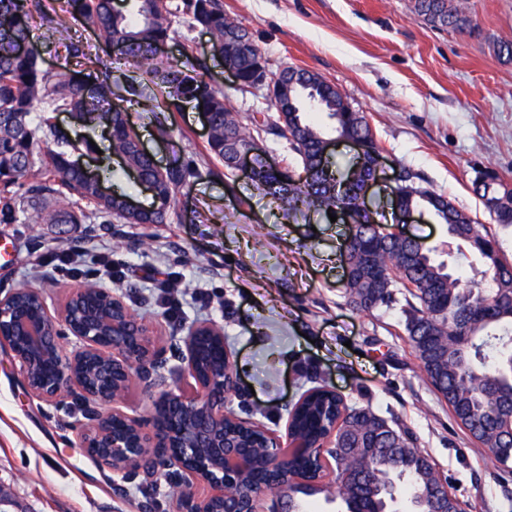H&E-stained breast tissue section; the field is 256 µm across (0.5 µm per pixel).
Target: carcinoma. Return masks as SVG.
Returning a JSON list of instances; mask_svg holds the SVG:
<instances>
[{"mask_svg":"<svg viewBox=\"0 0 512 512\" xmlns=\"http://www.w3.org/2000/svg\"><path fill=\"white\" fill-rule=\"evenodd\" d=\"M60 12L41 8V0H0V222L11 223L17 212L28 213L43 224L108 223L117 216L129 224H161L181 187L200 176L191 163H175L158 170L137 147V134L122 102L141 103L156 123L158 132L169 134L168 113L181 102L209 113L211 135L207 152L224 169H232V150L244 148L257 136L274 135L288 140L303 168L314 171L312 182L300 184L294 171L288 179L268 171L260 157L257 190L271 199L288 200V217L297 220L311 213L337 217L358 207L373 173L378 154L373 131L361 112L344 111V101L332 84L318 74L287 67L279 76L296 78L292 85L294 111L286 120L268 113L253 117L256 135L243 133L236 116L224 105V96L201 76L205 63L194 46L183 45L182 60L153 64L144 70L146 81L131 80L126 96L115 93L105 72L82 78L61 74L51 81L41 68L39 48L30 42L28 18L40 10L48 29L60 32L81 18L92 24L109 46H119L133 65L154 59L158 45L170 37L171 16L179 14L191 28L201 27L211 36L213 55L224 57V36L235 34L229 61L247 86L255 57L260 54L248 30L224 15L220 0H129L128 12L117 11L113 0H61ZM413 12L433 27L469 34L475 24L459 0H412ZM27 45L21 56L17 50ZM309 99L334 121L337 135L366 141L367 151L354 163L334 161L323 154L327 133L302 111ZM51 101L54 112H67L73 123L94 128L108 115L105 128L112 152L125 166L156 188L153 204L127 214L129 197L98 192V179L88 178L79 147L92 152L91 136L81 145L44 117L32 126L35 106ZM45 127L40 165H35L38 128ZM28 180L25 195L11 191L21 178ZM415 174L401 170L397 185L401 203L430 213L445 224L457 257L480 263L476 273L488 280L474 288L445 262L434 257L436 248L417 237L397 233L394 224L378 219L379 212L360 215V227L352 242L344 243V294L355 309L371 313L405 301V333L426 379L467 439L489 451L498 470L512 469V263L502 259L494 236L482 234L477 222L447 197L413 185ZM494 221L512 227V185L494 172L483 171L474 181ZM63 195L71 200L66 209H52L46 199ZM81 201L94 204L87 213L75 208ZM293 434L309 441L330 437L326 450L332 464L321 472L293 480L288 497L297 494L314 502L319 493H334L347 512H466L465 504L444 483L434 463L421 452L413 434L369 408L347 404L343 396L325 386L313 388L292 414ZM334 480H328L329 475Z\"/></svg>","mask_w":512,"mask_h":512,"instance_id":"carcinoma-1","label":"carcinoma"}]
</instances>
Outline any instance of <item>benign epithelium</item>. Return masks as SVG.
Here are the masks:
<instances>
[{
  "mask_svg": "<svg viewBox=\"0 0 512 512\" xmlns=\"http://www.w3.org/2000/svg\"><path fill=\"white\" fill-rule=\"evenodd\" d=\"M260 85L267 86L272 99L284 92L280 80L268 76L262 64L249 87ZM259 151L258 144L238 151L234 167H248L250 178L256 179L252 158ZM414 219L416 212L393 206V223L399 233L406 234L405 224ZM28 292L41 305L39 313L30 318L16 313L14 293L0 297V345L13 353L28 388L41 400L57 405L71 398L84 404L82 447L108 449L104 462L124 466L131 476L148 477L157 465L175 470L181 474L178 498L194 504V512H209L214 502L223 505V512H248L255 490L267 495L287 489L288 469L296 458L324 457V447L288 433L265 431L267 442L261 450L226 438L225 423L235 415L224 411V400L237 389L229 353L206 377L198 368L200 339L224 346V331L212 322L192 325L185 337L184 371L194 380L191 393L161 391L152 400L146 419L115 407L104 408L120 400L135 379L150 386L161 380L154 375L158 350L151 340L150 323L131 316L124 302L112 295V309L121 310L122 317L106 314L76 325L85 285L72 291L61 318L55 321L41 292L36 288ZM90 355L103 359L93 382L79 371ZM196 482L209 486L207 497L195 496L192 487Z\"/></svg>",
  "mask_w": 512,
  "mask_h": 512,
  "instance_id": "7a95c632",
  "label": "benign epithelium"
}]
</instances>
